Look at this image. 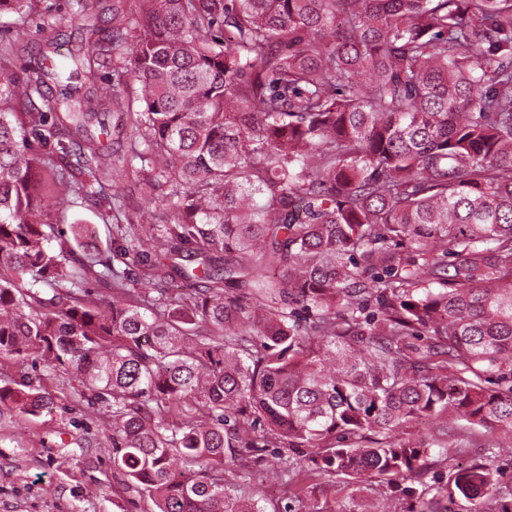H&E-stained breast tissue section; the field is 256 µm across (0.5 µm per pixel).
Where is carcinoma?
<instances>
[{"label":"carcinoma","mask_w":512,"mask_h":512,"mask_svg":"<svg viewBox=\"0 0 512 512\" xmlns=\"http://www.w3.org/2000/svg\"><path fill=\"white\" fill-rule=\"evenodd\" d=\"M40 2L0 0V357L80 376L150 512H291L225 467L270 447L310 449L276 464L306 512L408 475L407 512H512L487 465L434 471L458 418L490 455L512 441V0H133L106 32L72 0L87 47L55 95L19 66L58 52ZM119 101L114 164L73 131L108 134ZM134 176L146 230L109 224ZM87 202L101 224L62 235ZM102 227L123 266L77 253ZM0 407L55 401L22 383ZM105 124L109 129V137L106 139L104 135H99L100 139L105 143L109 142L112 139V150L117 154L123 151L124 144V124L126 122L125 115L116 110L114 107L112 108V112L108 113L105 117Z\"/></svg>","instance_id":"1"}]
</instances>
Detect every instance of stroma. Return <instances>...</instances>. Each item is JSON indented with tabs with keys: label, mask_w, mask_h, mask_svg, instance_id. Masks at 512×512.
<instances>
[{
	"label": "stroma",
	"mask_w": 512,
	"mask_h": 512,
	"mask_svg": "<svg viewBox=\"0 0 512 512\" xmlns=\"http://www.w3.org/2000/svg\"><path fill=\"white\" fill-rule=\"evenodd\" d=\"M23 380L56 407L38 417L0 413V512H146L115 477L103 414L80 401L77 375L0 358V386Z\"/></svg>",
	"instance_id": "35a3bbf8"
}]
</instances>
